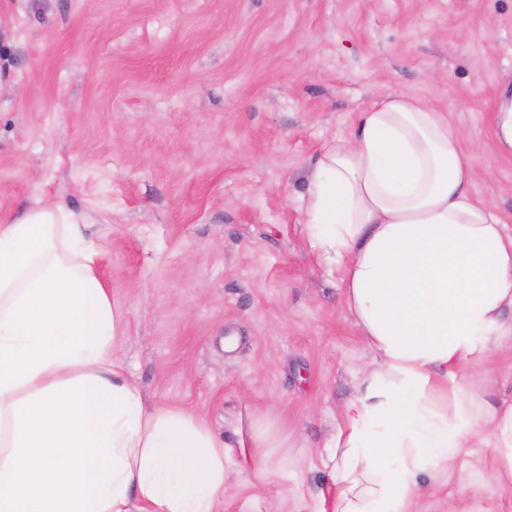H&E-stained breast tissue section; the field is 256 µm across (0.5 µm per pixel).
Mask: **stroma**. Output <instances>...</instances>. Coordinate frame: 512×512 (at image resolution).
Returning <instances> with one entry per match:
<instances>
[{"mask_svg":"<svg viewBox=\"0 0 512 512\" xmlns=\"http://www.w3.org/2000/svg\"><path fill=\"white\" fill-rule=\"evenodd\" d=\"M386 92L460 131L472 195L512 233V0H0V217L49 198L84 220L147 405L219 432L265 410L288 438L283 467L228 465L218 512L319 510L373 354L302 199L325 140ZM471 370L512 398V359ZM422 492V512H512L486 447Z\"/></svg>","mask_w":512,"mask_h":512,"instance_id":"1","label":"stroma"}]
</instances>
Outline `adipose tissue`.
Returning a JSON list of instances; mask_svg holds the SVG:
<instances>
[{"label":"adipose tissue","instance_id":"1","mask_svg":"<svg viewBox=\"0 0 512 512\" xmlns=\"http://www.w3.org/2000/svg\"><path fill=\"white\" fill-rule=\"evenodd\" d=\"M473 178L447 119L396 92L315 161L306 235L375 355L321 459L329 512H420L421 476L480 444L512 489V400L464 371L512 335V234ZM98 262L60 203L0 219V512H217L226 465L265 469L282 442L265 413L220 436L147 405Z\"/></svg>","mask_w":512,"mask_h":512}]
</instances>
